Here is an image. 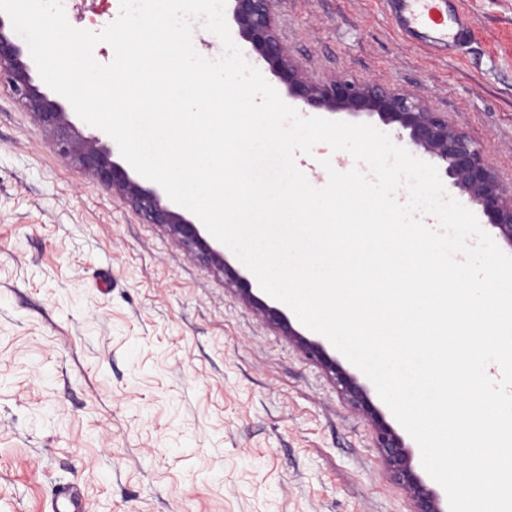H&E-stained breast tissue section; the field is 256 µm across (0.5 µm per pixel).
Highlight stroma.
I'll return each instance as SVG.
<instances>
[{"instance_id": "35a3bbf8", "label": "stroma", "mask_w": 512, "mask_h": 512, "mask_svg": "<svg viewBox=\"0 0 512 512\" xmlns=\"http://www.w3.org/2000/svg\"><path fill=\"white\" fill-rule=\"evenodd\" d=\"M474 38L427 57L384 0H280L313 80L420 93L512 185V0H464ZM120 0H71L102 31ZM215 268L56 150L0 84V512H412L370 421ZM51 512H87L80 488L75 484L58 486L52 499Z\"/></svg>"}]
</instances>
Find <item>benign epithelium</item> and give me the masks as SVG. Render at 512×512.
<instances>
[{"label":"benign epithelium","instance_id":"benign-epithelium-1","mask_svg":"<svg viewBox=\"0 0 512 512\" xmlns=\"http://www.w3.org/2000/svg\"><path fill=\"white\" fill-rule=\"evenodd\" d=\"M232 19L238 35L251 50L265 60L287 86L288 96L304 105L327 112L376 115L398 130V139L421 150L444 165L445 175L461 189L499 237L512 243V188H505L488 166L482 147L467 133L448 125L440 112L433 111L424 96L381 85L335 78L314 81L294 61L275 22L276 0H231ZM6 80L21 104L52 134L58 152L98 179L113 194L151 224H163L179 241L193 247L207 262L225 266L224 252L213 247L199 225L187 219L176 207L162 203L157 190L144 186L114 160L112 145L98 136L76 135L66 109L32 84L30 68L13 40L11 23L0 16V80ZM240 299L258 315L280 328L307 357L321 364L341 386L348 401L373 425L376 447L393 478L410 495L414 512H445L440 495L416 473L402 437L373 405L358 378L343 368L324 345L299 332L285 313L257 298L251 283L233 273Z\"/></svg>","mask_w":512,"mask_h":512}]
</instances>
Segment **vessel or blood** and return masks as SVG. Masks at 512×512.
Instances as JSON below:
<instances>
[{
  "instance_id": "b4317fda",
  "label": "vessel or blood",
  "mask_w": 512,
  "mask_h": 512,
  "mask_svg": "<svg viewBox=\"0 0 512 512\" xmlns=\"http://www.w3.org/2000/svg\"><path fill=\"white\" fill-rule=\"evenodd\" d=\"M386 3L396 17L397 34L432 55L447 56L474 36L463 0H386ZM51 512H87L79 487L58 486Z\"/></svg>"
}]
</instances>
